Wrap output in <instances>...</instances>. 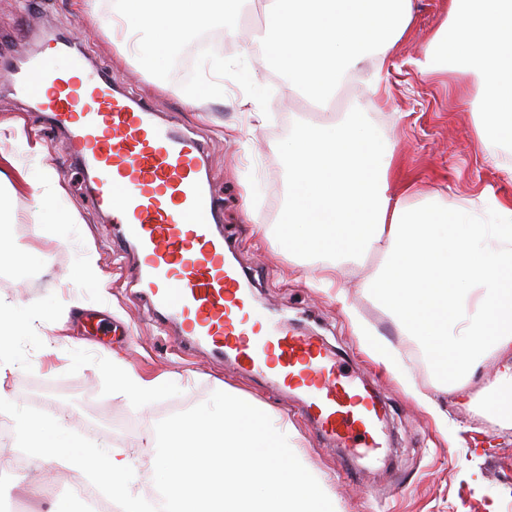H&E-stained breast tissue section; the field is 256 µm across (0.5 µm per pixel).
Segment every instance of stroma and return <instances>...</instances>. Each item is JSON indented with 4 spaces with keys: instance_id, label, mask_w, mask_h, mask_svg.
Here are the masks:
<instances>
[{
    "instance_id": "obj_1",
    "label": "stroma",
    "mask_w": 512,
    "mask_h": 512,
    "mask_svg": "<svg viewBox=\"0 0 512 512\" xmlns=\"http://www.w3.org/2000/svg\"><path fill=\"white\" fill-rule=\"evenodd\" d=\"M447 3L414 0L412 29L388 65L379 96L362 84L343 87L340 98L361 106L378 138L392 147L390 188L399 190L403 178L411 177L408 203L435 196L453 209L478 195L512 199V179L502 171L504 150L479 134L484 120L474 110L479 76L423 73L413 64L443 23ZM48 30L68 36L88 67L107 72L126 93L145 99L160 120L201 141L219 230L253 296L299 331L318 336L357 384L381 396L388 448L364 462L333 447L287 395L218 363L206 349H186L174 323L152 319L134 286L137 255L130 248L117 250L114 226L97 208L90 177L71 156L66 132L14 95L0 74V171L8 177L0 184V235L24 254L22 261L0 263V300L26 306L53 294L65 305L59 320L37 323L46 346L30 352L31 371L17 366L0 381L9 400L64 418L68 430L135 456L158 421L228 384L288 415L299 434L301 459L330 486L341 512H512V427L486 413L482 392L493 360L471 380L472 402L461 403L443 390L419 341L402 335L383 300L365 290L382 262L380 252L340 264L335 288L326 290L318 285L322 258L283 254L273 234L257 231V224H278L286 203L284 148L295 130L314 120L301 111V98L288 95L286 72L264 59L251 60L267 100L264 121L241 108V87L230 80L224 83L223 104L195 108L187 104V92L209 77L223 42L197 50L196 34H188L177 47L191 55L187 70L172 69L170 54L162 51L152 68L120 57L79 0H0L5 61L38 51ZM18 124L29 143L40 145V157L13 141ZM45 167L57 172L60 190L52 206L37 215L33 195ZM87 264L97 279L83 277ZM354 316L401 349L411 388L362 350L350 324ZM118 361L145 377L171 374L175 380L165 395L142 407L115 395L112 365ZM417 390L437 400L444 424H436L418 404ZM16 449L0 443V502L17 500L25 512L54 506L70 512L81 505L76 490L88 486L84 474L37 458L17 473Z\"/></svg>"
}]
</instances>
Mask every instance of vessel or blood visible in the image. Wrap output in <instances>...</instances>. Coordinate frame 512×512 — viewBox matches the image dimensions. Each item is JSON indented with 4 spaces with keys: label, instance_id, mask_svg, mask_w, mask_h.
<instances>
[{
    "label": "vessel or blood",
    "instance_id": "vessel-or-blood-1",
    "mask_svg": "<svg viewBox=\"0 0 512 512\" xmlns=\"http://www.w3.org/2000/svg\"><path fill=\"white\" fill-rule=\"evenodd\" d=\"M71 49L67 38L50 39L5 72L16 94L67 132L70 152L92 171L96 202L137 247L140 286L156 309L216 358L298 397L329 443L381 451L378 399L343 373L318 337L260 309L240 270L227 264L224 238L213 231L215 195L201 179L202 143L157 122L149 106Z\"/></svg>",
    "mask_w": 512,
    "mask_h": 512
}]
</instances>
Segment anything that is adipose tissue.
Returning <instances> with one entry per match:
<instances>
[{"label": "adipose tissue", "mask_w": 512, "mask_h": 512, "mask_svg": "<svg viewBox=\"0 0 512 512\" xmlns=\"http://www.w3.org/2000/svg\"><path fill=\"white\" fill-rule=\"evenodd\" d=\"M101 0H81L124 56L146 57L160 39L174 42L224 17L238 55L215 61L203 90L224 96L225 78L262 55L288 74V91L328 106L367 59L385 67L409 31L413 0H268L260 33L242 36L235 21L248 0H120L102 15ZM420 72L478 71L483 139L512 141V0H448ZM391 151L363 112L298 128L285 149L288 203L275 234L281 251L326 259L321 287L335 284V263L371 251L383 261L369 282L405 335L418 339L444 387L468 395L489 355L502 363L485 387L487 411L512 424V203L469 199L455 209L432 201L405 204L389 190ZM119 395L147 405L167 387L127 366L113 368Z\"/></svg>", "instance_id": "obj_1"}]
</instances>
